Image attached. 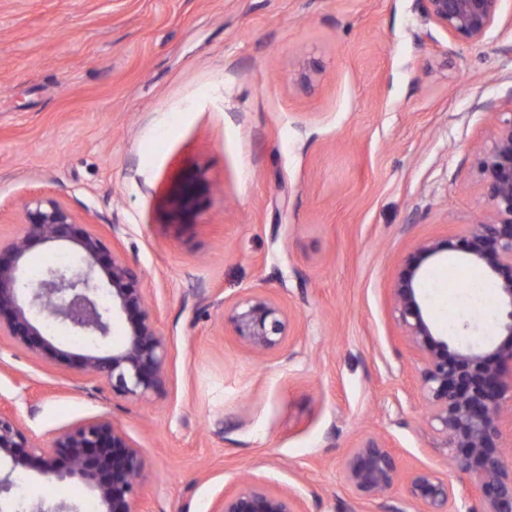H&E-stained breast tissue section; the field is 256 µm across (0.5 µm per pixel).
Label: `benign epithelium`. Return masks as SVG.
Returning <instances> with one entry per match:
<instances>
[{
  "label": "benign epithelium",
  "mask_w": 512,
  "mask_h": 512,
  "mask_svg": "<svg viewBox=\"0 0 512 512\" xmlns=\"http://www.w3.org/2000/svg\"><path fill=\"white\" fill-rule=\"evenodd\" d=\"M425 16L453 38L481 42L498 19L501 0H420ZM485 213L450 239L426 242L403 260L394 287L398 320L418 352L421 384L441 448L474 479L483 512H512V460L501 457L500 415L512 406V113L499 118L491 143L478 158ZM198 184L186 179L169 198L172 216L189 223L199 209ZM23 233L0 243V335L38 356L66 363L103 380L112 396L140 401L163 384L169 342L158 324L140 271L102 239L82 227L73 212L54 198L37 196L23 204ZM69 241L79 263L49 266L41 278H26V257L39 242ZM453 252L464 265H479L499 280L503 341L484 351L451 345L440 337L422 306L418 283L423 265ZM49 309H35L37 299ZM47 316L93 343L106 339L111 323L124 322L123 345L108 355H71L42 337ZM234 334L251 352L266 356L283 347L288 317L273 298L250 291L230 305ZM12 470L34 472L53 483L77 480L98 497L101 512H140L139 478L146 461L141 448L113 421L84 422L56 434L43 446L17 414L0 407V458ZM398 466L387 447L368 439L352 448L344 479L361 498L377 499L394 485ZM408 505L421 512H448L453 489L432 470L417 472L408 488ZM216 512H306L295 496L257 483L224 494Z\"/></svg>",
  "instance_id": "benign-epithelium-1"
}]
</instances>
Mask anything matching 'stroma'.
<instances>
[{"instance_id":"obj_1","label":"stroma","mask_w":512,"mask_h":512,"mask_svg":"<svg viewBox=\"0 0 512 512\" xmlns=\"http://www.w3.org/2000/svg\"><path fill=\"white\" fill-rule=\"evenodd\" d=\"M512 110V0L474 45L417 0H0V241L22 203L53 197L143 275L170 355L161 390L113 397L99 379L0 335V402L40 444L98 418L142 449L140 512H214L245 479L306 512H404L408 477L447 478L480 512L428 420L393 288L418 245L485 208L477 161ZM207 192L194 223L168 198ZM427 264L437 334L471 322L500 340L462 284ZM250 291L279 300L288 340L243 347L224 315ZM386 442L400 472L381 499L343 479L351 448ZM201 198L199 186L194 180L182 181L169 198L172 216L181 223H190L199 209Z\"/></svg>"}]
</instances>
